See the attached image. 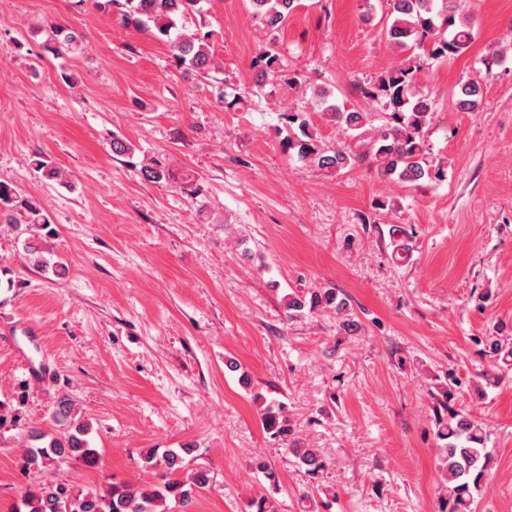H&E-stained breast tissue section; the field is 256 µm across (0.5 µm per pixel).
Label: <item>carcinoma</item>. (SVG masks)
Wrapping results in <instances>:
<instances>
[{"label": "carcinoma", "instance_id": "cac0c4a2", "mask_svg": "<svg viewBox=\"0 0 512 512\" xmlns=\"http://www.w3.org/2000/svg\"><path fill=\"white\" fill-rule=\"evenodd\" d=\"M123 8V16L133 20L159 40L169 43L175 58L191 70L209 75L216 69L215 58L208 44V35L186 33L182 21L191 14L203 12L204 0H110ZM253 15L270 31L280 30L300 0H249ZM384 31L390 45L401 54L426 56L430 59L448 58L466 52L474 40L473 23L460 11L459 0H390ZM263 65L257 81L264 83L279 72V54L270 45L261 53ZM365 97L383 102L390 111V123L376 133L368 129V114L361 110H347L336 103L334 95L325 87L313 88L310 107L318 109L340 130L343 139L334 146H325L310 130L305 109L283 113L288 130V149L302 165L332 175L365 160L376 168L381 178L417 186L424 180L444 177L443 170L430 169L426 159L423 129L433 113V101L424 93L417 79V70L403 65L380 74L363 90ZM482 88L474 83L460 85L457 102L460 108L472 111L478 105ZM366 143L365 151L355 152L348 141ZM36 169L52 182H66L65 171L52 161L39 159ZM143 176L149 182L159 183L171 178V173L157 161L143 167ZM0 223L15 231L22 225L48 224L38 203L21 195L9 183L0 181ZM392 255L406 260L412 252L407 233L391 232ZM23 249L43 270L56 269L50 263L49 253L34 237L23 240ZM288 317L293 318L305 308L332 307L343 314L348 308L345 299L336 290H318L307 297L295 292L284 300ZM489 351L504 366H512V345L492 341ZM454 397L451 385L441 389L439 407L446 416L438 418L437 434L446 441L439 449L438 467L448 489L449 512H473L474 493L480 490L487 457L486 433L480 421L469 414L448 411V401ZM52 430L38 426L26 430V443L20 457V467L30 479V485L21 499L19 512H166L167 500L172 499L192 512L200 493L210 483L205 471H197L186 480L176 477L184 468V456L167 450L158 454L149 450L144 456L146 467L163 470L161 482L148 488L132 485H112L103 490L84 489L68 479H45L42 474L50 467H58L71 459L87 467L98 462L97 450L90 446L86 435L89 428L74 421L70 400L61 398L49 416ZM261 423L273 437L288 440L290 428L286 407L276 401L262 402ZM293 455L315 475L325 463L314 448H294Z\"/></svg>", "mask_w": 512, "mask_h": 512}]
</instances>
